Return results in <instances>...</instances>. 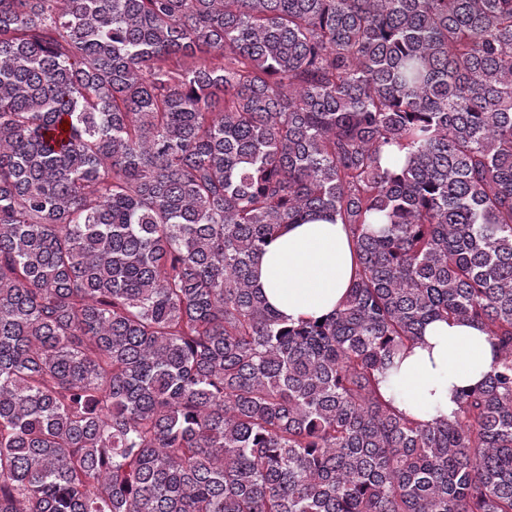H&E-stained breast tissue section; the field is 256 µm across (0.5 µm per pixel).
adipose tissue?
<instances>
[{
    "label": "adipose tissue",
    "instance_id": "1",
    "mask_svg": "<svg viewBox=\"0 0 512 512\" xmlns=\"http://www.w3.org/2000/svg\"><path fill=\"white\" fill-rule=\"evenodd\" d=\"M353 265L349 232L325 219L288 224L256 269L268 304L291 321L331 313L348 291ZM497 350L481 326L464 321L427 327L422 342L390 370L402 390L396 407L429 420L452 419L460 389L490 370Z\"/></svg>",
    "mask_w": 512,
    "mask_h": 512
}]
</instances>
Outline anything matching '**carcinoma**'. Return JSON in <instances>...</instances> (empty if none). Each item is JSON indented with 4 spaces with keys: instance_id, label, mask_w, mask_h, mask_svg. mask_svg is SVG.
I'll use <instances>...</instances> for the list:
<instances>
[{
    "instance_id": "obj_1",
    "label": "carcinoma",
    "mask_w": 512,
    "mask_h": 512,
    "mask_svg": "<svg viewBox=\"0 0 512 512\" xmlns=\"http://www.w3.org/2000/svg\"><path fill=\"white\" fill-rule=\"evenodd\" d=\"M323 216L290 323L254 268ZM464 320L495 366L396 409ZM0 512H512V0H0ZM352 265L349 232L338 219L288 224L261 257L256 284L288 321L321 317L347 293ZM422 339L403 357L395 358L388 371L402 390L394 405L420 411L427 420H450L459 390L490 370L496 347L484 328L469 321L433 323Z\"/></svg>"
}]
</instances>
